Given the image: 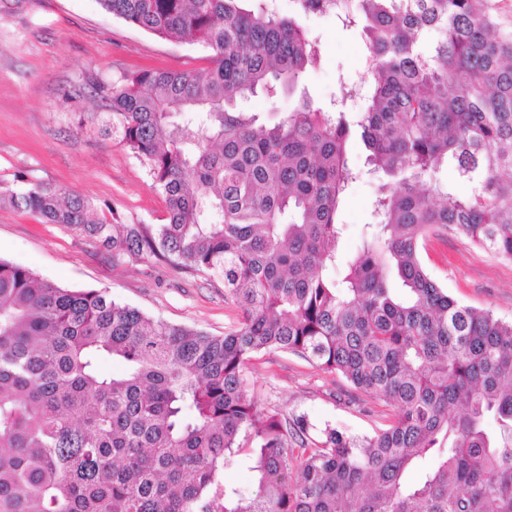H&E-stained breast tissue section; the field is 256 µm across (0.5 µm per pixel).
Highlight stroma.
Returning a JSON list of instances; mask_svg holds the SVG:
<instances>
[{
	"instance_id": "stroma-1",
	"label": "stroma",
	"mask_w": 512,
	"mask_h": 512,
	"mask_svg": "<svg viewBox=\"0 0 512 512\" xmlns=\"http://www.w3.org/2000/svg\"><path fill=\"white\" fill-rule=\"evenodd\" d=\"M301 24L320 51L304 82L310 96L327 105L343 92H357L368 77L359 30L313 14ZM208 66L202 46L159 39L107 14L97 0H0V187L22 191L56 184L122 223H164L165 200L143 165L91 124L95 100L70 92L90 80L112 82L141 68ZM379 185L376 177H362L344 197L338 214L343 256L355 251L373 223ZM422 258L449 295L512 321V260L441 232L430 235ZM0 259L62 287L106 290L150 316L217 335L241 318L224 300L223 280L151 257L113 264L94 237L9 206L0 207ZM244 377L260 402L284 418L302 417L348 435L373 434L394 412L341 376L282 351L258 354Z\"/></svg>"
}]
</instances>
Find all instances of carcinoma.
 I'll list each match as a JSON object with an SVG mask.
<instances>
[{"mask_svg": "<svg viewBox=\"0 0 512 512\" xmlns=\"http://www.w3.org/2000/svg\"><path fill=\"white\" fill-rule=\"evenodd\" d=\"M97 2L210 52L206 70L89 85L166 223L117 224L54 184L0 203L88 233L114 264L220 276L242 317L215 336L0 259V512H512V321L448 295L421 257L445 229L512 260V29L495 0H291L289 15L268 0ZM310 13L361 25L357 112L300 90L319 61ZM280 91L300 96L272 124L242 107ZM353 138L389 181L336 280L337 213L361 176ZM272 349L341 375L393 420L357 437L261 408L243 370ZM104 359L124 372L104 374ZM241 453L251 483L230 487L224 460Z\"/></svg>", "mask_w": 512, "mask_h": 512, "instance_id": "obj_1", "label": "carcinoma"}]
</instances>
